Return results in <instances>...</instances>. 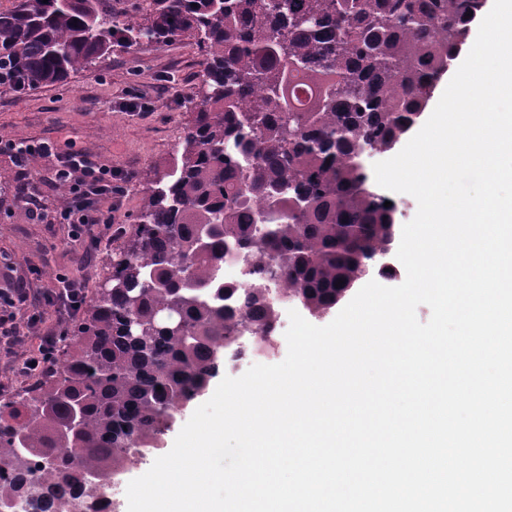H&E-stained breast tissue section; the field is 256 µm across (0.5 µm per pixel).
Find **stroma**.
Wrapping results in <instances>:
<instances>
[{
	"label": "stroma",
	"mask_w": 512,
	"mask_h": 512,
	"mask_svg": "<svg viewBox=\"0 0 512 512\" xmlns=\"http://www.w3.org/2000/svg\"><path fill=\"white\" fill-rule=\"evenodd\" d=\"M194 39L182 37L161 46H113L109 55L68 81L50 83L19 95L0 87V141L43 139L73 143L100 163L129 174L120 181L118 208L111 229L96 228L108 247L131 232L143 189L157 169L175 154L184 128L194 118L193 104L202 66ZM149 101L152 112L127 111V100ZM16 168L0 152V256L10 261L12 279L47 293L56 276L82 278L94 295L104 276V258L87 263L85 248L70 239L65 224L30 218L18 191ZM22 340L0 349V391L28 388L31 377L19 372L26 356L37 353L39 333L22 328Z\"/></svg>",
	"instance_id": "1"
}]
</instances>
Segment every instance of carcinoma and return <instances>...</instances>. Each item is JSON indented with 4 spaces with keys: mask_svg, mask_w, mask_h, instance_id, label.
Segmentation results:
<instances>
[{
    "mask_svg": "<svg viewBox=\"0 0 512 512\" xmlns=\"http://www.w3.org/2000/svg\"><path fill=\"white\" fill-rule=\"evenodd\" d=\"M483 0H150L140 23L104 0L0 11V86L64 82L112 45L181 36L202 56L194 119L143 190L133 231L54 350L36 394L0 397V502L70 512L208 389L241 337L270 347L279 308L335 307L388 274L397 205L366 159L393 148L466 44ZM472 16H467V12ZM269 289L224 282V262ZM345 281L336 286L337 280ZM79 413L76 428L68 425Z\"/></svg>",
    "mask_w": 512,
    "mask_h": 512,
    "instance_id": "carcinoma-1",
    "label": "carcinoma"
}]
</instances>
